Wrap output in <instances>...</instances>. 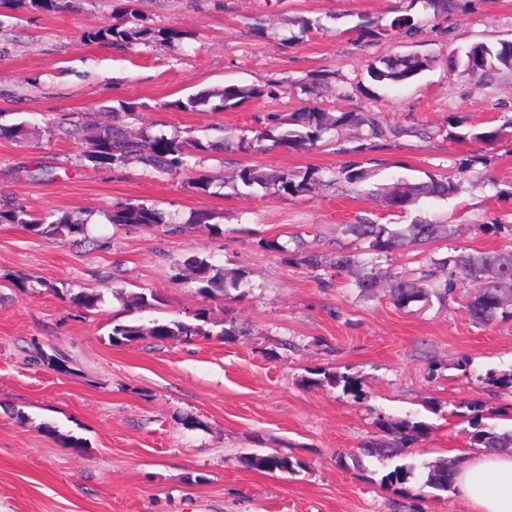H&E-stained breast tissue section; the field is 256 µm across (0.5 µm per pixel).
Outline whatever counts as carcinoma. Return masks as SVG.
I'll return each instance as SVG.
<instances>
[{
	"mask_svg": "<svg viewBox=\"0 0 512 512\" xmlns=\"http://www.w3.org/2000/svg\"><path fill=\"white\" fill-rule=\"evenodd\" d=\"M19 7L30 11L65 12L75 8L74 0H16ZM137 0H125L124 12L127 25L121 28L103 25L84 34L89 42H108L115 46L132 41H145L151 29L142 24L143 17L136 11ZM394 31L411 37L421 32V27L409 17L396 18L383 28V32ZM456 65L460 75L469 80L487 82L501 69H512V41L502 40L495 45L476 43L472 45ZM430 66V59L407 54L389 57L381 65H371L368 75L372 81L398 85L408 83ZM275 90L228 84L200 90L186 98L172 103L179 111H224L239 105L244 100L260 95H273ZM112 122L103 123L85 134L84 125L70 121L68 127L56 125V130L67 137H80L83 150L81 160L92 166L110 165L114 168L138 164L147 171L167 175L190 161L200 164L214 153L224 151V141L202 142L190 135L167 134L155 131L151 126L137 130L131 128L127 119L135 116L133 108L120 105L109 108ZM362 128L369 138H381L387 129L380 123L375 112H342L336 116L316 108L291 112L276 119L257 136V140H267L278 147L288 149H311L326 140V135L342 126ZM512 128V120L500 126L471 129L465 133H455L457 140L494 141ZM482 158L473 156L466 164L459 165L451 175H429L425 180L410 181L398 178L392 183H370L371 173L355 164L342 168L341 176L351 185L371 184L370 192L383 198L393 214L406 213L422 198H444L455 194L461 181H481L485 172L477 168ZM331 182L323 171L308 168L304 171L265 170L257 166H244L235 173V183L254 192L258 189H275L286 197L307 195L324 183ZM111 224L152 230L173 223V215L156 206L140 202H126L106 214ZM0 223L19 224L24 229L48 240L60 237L87 238L88 223L80 217L69 214L57 216H32L13 201L0 198ZM343 234L356 245L366 246V250H351L338 243L332 250H319L304 245L302 240L293 237V246L275 244L279 250L288 253L296 266L319 277L329 285L335 278H347L348 287L360 296L373 293L378 286L377 264L388 256L398 245L407 243L415 247L429 246L450 240L458 234L454 224H436L416 221L411 224H379L364 218L355 224H346ZM185 270L198 286V292L206 298L217 294L228 295V290H238L244 283V275H228L224 268L197 255H190L183 262ZM458 291L467 297L466 311L470 319L481 325L492 323L512 324V250L453 248L440 254L433 252L425 257V262L405 273L392 276L389 298L400 309L414 305L423 307L432 300L440 303ZM69 302L78 309L90 311L99 306L103 297L99 293H68ZM158 297L154 293L140 292L130 297L125 307L147 310L155 306ZM238 327L232 320L214 321L206 309H200L188 318L153 319L149 325L135 320L118 322L112 326L109 341L113 344L131 343L148 336L159 342H191L199 337L217 335L228 338L236 335ZM308 386L327 384L342 388L345 393L361 392V381L347 373L331 372L325 369L310 371V376L302 379ZM454 415L463 419L468 427L463 429L470 448H512V427L490 423L492 415L485 412L479 400L465 401L459 405ZM376 431L364 439L356 450L341 457L343 465L359 468L365 458L396 462L381 478V484L394 490L405 489V484L417 480L419 488L440 492L455 490L454 475L461 458L455 457L427 466V470L417 471V465L409 460L404 449L411 448L424 438L429 426L423 421L397 420L378 416ZM242 462L254 469L264 471L286 470L294 473L303 467L299 460L280 452L265 454L248 453L241 457Z\"/></svg>",
	"mask_w": 512,
	"mask_h": 512,
	"instance_id": "1",
	"label": "carcinoma"
}]
</instances>
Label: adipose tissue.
Here are the masks:
<instances>
[{"label":"adipose tissue","mask_w":512,"mask_h":512,"mask_svg":"<svg viewBox=\"0 0 512 512\" xmlns=\"http://www.w3.org/2000/svg\"><path fill=\"white\" fill-rule=\"evenodd\" d=\"M455 486L475 512H512V453L466 454Z\"/></svg>","instance_id":"obj_1"}]
</instances>
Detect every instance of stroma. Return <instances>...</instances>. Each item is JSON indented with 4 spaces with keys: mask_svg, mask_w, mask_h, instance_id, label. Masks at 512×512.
<instances>
[{
    "mask_svg": "<svg viewBox=\"0 0 512 512\" xmlns=\"http://www.w3.org/2000/svg\"><path fill=\"white\" fill-rule=\"evenodd\" d=\"M136 7L151 34L117 48L81 35L121 24L120 0H82L63 13L0 5V125L28 130L20 141L0 137V196L91 226L80 243L0 223V512H472L459 493L423 496L414 480L399 493L380 486L382 463L344 468L337 457L371 435L381 414L429 425L410 451L417 466L465 454L454 405L479 399L512 415V393L485 379L512 368V324L473 323L458 293L421 309L395 307L389 276L414 268L418 257L406 246L382 261L372 296L341 281L323 287L277 244L298 235L312 248L335 247L344 225L391 221L386 204L343 182L298 198L247 195L231 177L247 165L330 173L353 161L379 183L421 180L481 154L487 182L462 181L457 194L423 201L404 220L457 225L452 242H439L442 252L452 244L512 249V136L485 143L448 136L452 116L466 130L512 118V70L485 87L452 64L474 43L512 40V0H460L437 17L421 0H138ZM405 15L422 23L421 33L360 34L361 23L384 28ZM305 20L311 31L291 41ZM168 30L177 39L165 38ZM403 54L432 63L400 87L369 83V65ZM319 71L327 84L304 94L302 84ZM271 82L277 96L222 112L171 107L201 89ZM121 102L166 133L202 140L221 133L231 148L159 176L137 165L83 166L81 142L50 130L78 118L107 121V107ZM309 107L374 112L392 133L368 150L350 126L314 149H238L240 136L262 130L271 116ZM40 168L51 177L36 178ZM201 172L223 181L221 194L192 189ZM129 201L182 220L207 210L220 230L145 231L106 220ZM494 218L505 230L483 234L480 223ZM193 254L244 273L243 288L203 298L181 276ZM62 287L104 301L81 313L58 296ZM148 290L160 302L141 320L205 308L240 331L224 340L110 344L113 322L127 319L123 296ZM465 356L466 373L456 367ZM315 368L358 377L361 395L304 385ZM69 436L81 447L68 446ZM273 450L300 460V472L241 461Z\"/></svg>",
    "mask_w": 512,
    "mask_h": 512,
    "instance_id": "35a3bbf8",
    "label": "stroma"
}]
</instances>
